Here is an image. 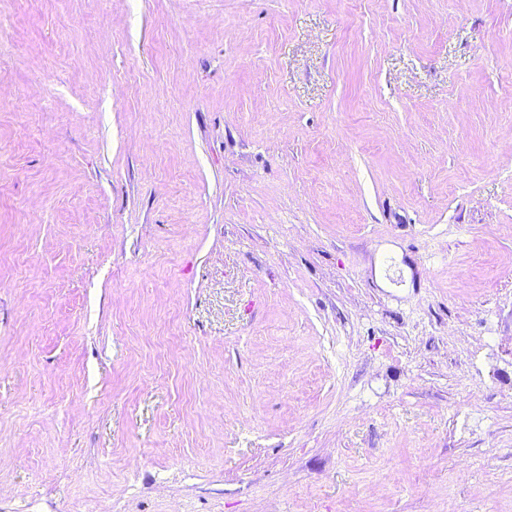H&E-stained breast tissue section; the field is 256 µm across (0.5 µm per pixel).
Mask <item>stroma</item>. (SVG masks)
<instances>
[{"mask_svg":"<svg viewBox=\"0 0 512 512\" xmlns=\"http://www.w3.org/2000/svg\"><path fill=\"white\" fill-rule=\"evenodd\" d=\"M0 512H512V0H0Z\"/></svg>","mask_w":512,"mask_h":512,"instance_id":"35a3bbf8","label":"stroma"}]
</instances>
